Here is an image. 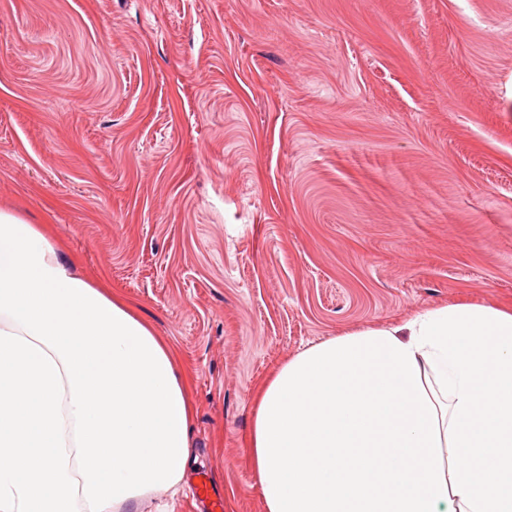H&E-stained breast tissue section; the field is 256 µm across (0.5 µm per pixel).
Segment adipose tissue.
<instances>
[{
	"label": "adipose tissue",
	"mask_w": 512,
	"mask_h": 512,
	"mask_svg": "<svg viewBox=\"0 0 512 512\" xmlns=\"http://www.w3.org/2000/svg\"><path fill=\"white\" fill-rule=\"evenodd\" d=\"M48 225L0 209V512H138L192 453L193 372ZM265 512H512V310L338 336L258 392Z\"/></svg>",
	"instance_id": "adipose-tissue-1"
}]
</instances>
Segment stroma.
<instances>
[{
	"label": "stroma",
	"instance_id": "stroma-1",
	"mask_svg": "<svg viewBox=\"0 0 512 512\" xmlns=\"http://www.w3.org/2000/svg\"><path fill=\"white\" fill-rule=\"evenodd\" d=\"M0 208L194 372L141 512H264L258 388L321 341L512 308V0H0Z\"/></svg>",
	"mask_w": 512,
	"mask_h": 512
}]
</instances>
